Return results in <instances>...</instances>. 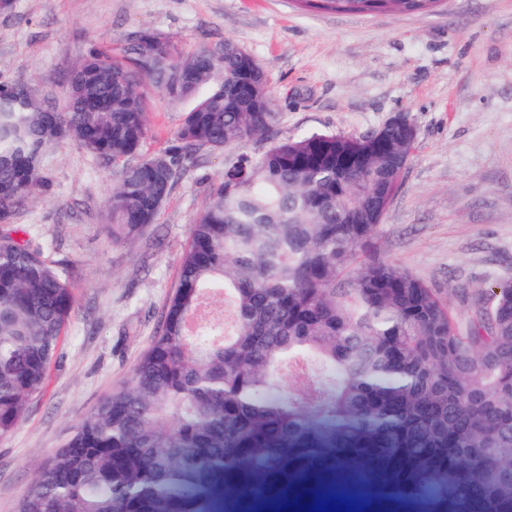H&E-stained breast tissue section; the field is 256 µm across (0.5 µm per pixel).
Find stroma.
I'll return each mask as SVG.
<instances>
[{
  "label": "stroma",
  "mask_w": 512,
  "mask_h": 512,
  "mask_svg": "<svg viewBox=\"0 0 512 512\" xmlns=\"http://www.w3.org/2000/svg\"><path fill=\"white\" fill-rule=\"evenodd\" d=\"M150 27L182 52L232 39L265 68L278 139L358 137L408 116L415 140L375 232L380 255L439 288L458 316L462 292L512 272V0H448L427 14L297 10L291 0H14L0 14V79L60 101L96 46L122 56ZM187 105L147 93L144 149L167 146ZM269 147L255 138L204 150L133 244L112 241L104 201L118 179L76 142L44 154L47 191L12 224L64 269L74 310L45 390L0 440V512H17L74 427L127 381L176 285L192 224L224 169Z\"/></svg>",
  "instance_id": "1"
}]
</instances>
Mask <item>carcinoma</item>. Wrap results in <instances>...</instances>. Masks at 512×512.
<instances>
[{"instance_id": "cac0c4a2", "label": "carcinoma", "mask_w": 512, "mask_h": 512, "mask_svg": "<svg viewBox=\"0 0 512 512\" xmlns=\"http://www.w3.org/2000/svg\"><path fill=\"white\" fill-rule=\"evenodd\" d=\"M334 13L435 11L447 0H293ZM114 58L90 49L58 111L0 81V212L46 187L43 146L75 141L119 179L112 240L156 223L201 149L268 135L263 65L232 39L182 54L150 28ZM194 100L143 153L146 85ZM414 137L313 132L224 169L194 221L179 281L130 380L78 424L18 512H256L336 481L402 512H512V274L461 321L439 289L374 246ZM228 295L224 313L209 304ZM73 310L67 275L29 239L0 235V439L41 394ZM332 382L309 375L310 360ZM283 368L308 377L284 395Z\"/></svg>"}]
</instances>
